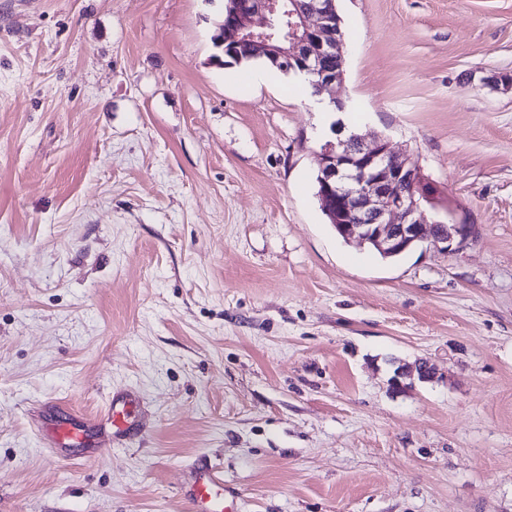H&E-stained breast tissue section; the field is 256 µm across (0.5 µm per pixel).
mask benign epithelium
Returning a JSON list of instances; mask_svg holds the SVG:
<instances>
[{"instance_id":"obj_1","label":"benign epithelium","mask_w":512,"mask_h":512,"mask_svg":"<svg viewBox=\"0 0 512 512\" xmlns=\"http://www.w3.org/2000/svg\"><path fill=\"white\" fill-rule=\"evenodd\" d=\"M224 43L250 56H273L283 66L299 65L315 78L321 92L343 82L340 70L323 67L329 56L341 61V41L330 33L333 8L326 0H312L293 10L283 0H227L224 5ZM320 197L343 237L370 244L385 255L401 253L412 244L428 241L452 245L465 240L464 224L428 221L421 200L433 197L409 156L391 150L385 137L369 146L352 134L327 142L319 154ZM432 381L436 373L426 361L400 368L392 388L403 378Z\"/></svg>"}]
</instances>
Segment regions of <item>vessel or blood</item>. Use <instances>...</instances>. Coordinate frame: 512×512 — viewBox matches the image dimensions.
I'll return each instance as SVG.
<instances>
[{
	"label": "vessel or blood",
	"instance_id": "b4317fda",
	"mask_svg": "<svg viewBox=\"0 0 512 512\" xmlns=\"http://www.w3.org/2000/svg\"><path fill=\"white\" fill-rule=\"evenodd\" d=\"M144 433L133 394L116 392L99 417L56 421L46 428L45 440L53 452L66 455L78 449L91 458L114 445L142 440ZM181 492L192 512H231L235 501L223 477L207 464L189 470Z\"/></svg>",
	"mask_w": 512,
	"mask_h": 512
}]
</instances>
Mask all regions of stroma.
<instances>
[{
    "label": "stroma",
    "mask_w": 512,
    "mask_h": 512,
    "mask_svg": "<svg viewBox=\"0 0 512 512\" xmlns=\"http://www.w3.org/2000/svg\"><path fill=\"white\" fill-rule=\"evenodd\" d=\"M224 0H0V512H512V0H337L348 129L465 242L387 261L316 198L333 117L217 65ZM428 361L401 392L397 367ZM133 392L143 440L45 427ZM414 373L417 374V378H420L422 382L433 381L436 378V373L431 365L426 361H419L411 369H406L404 366L399 369V375L392 379V389L403 388L405 385L401 382V378L414 377ZM181 492L192 512H234L231 510L235 497L224 486V478L210 465L192 467Z\"/></svg>",
    "instance_id": "35a3bbf8"
}]
</instances>
